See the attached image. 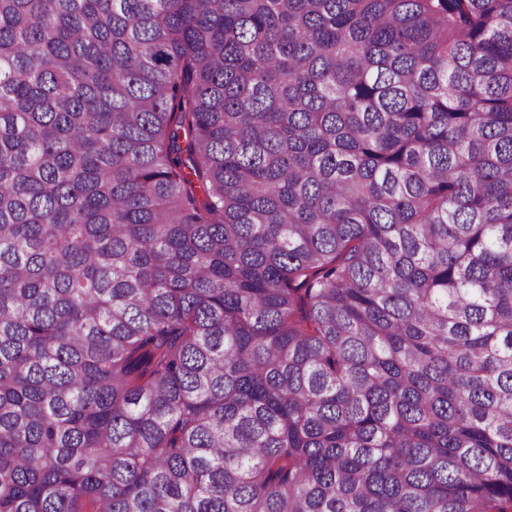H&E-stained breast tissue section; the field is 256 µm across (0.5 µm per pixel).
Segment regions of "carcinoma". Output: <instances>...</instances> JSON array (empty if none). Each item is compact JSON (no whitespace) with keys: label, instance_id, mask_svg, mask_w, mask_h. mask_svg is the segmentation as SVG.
Here are the masks:
<instances>
[{"label":"carcinoma","instance_id":"carcinoma-1","mask_svg":"<svg viewBox=\"0 0 512 512\" xmlns=\"http://www.w3.org/2000/svg\"><path fill=\"white\" fill-rule=\"evenodd\" d=\"M0 512H512V0H0Z\"/></svg>","mask_w":512,"mask_h":512}]
</instances>
